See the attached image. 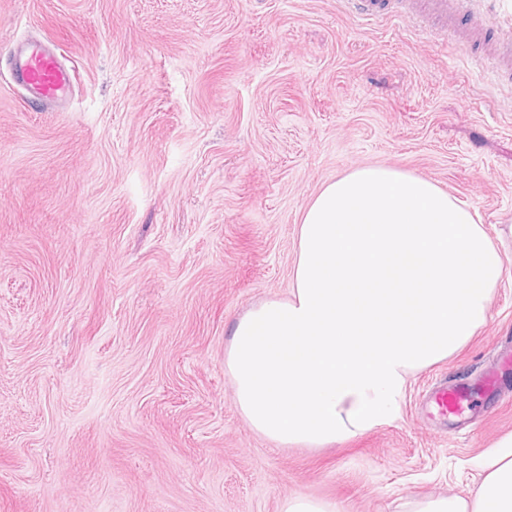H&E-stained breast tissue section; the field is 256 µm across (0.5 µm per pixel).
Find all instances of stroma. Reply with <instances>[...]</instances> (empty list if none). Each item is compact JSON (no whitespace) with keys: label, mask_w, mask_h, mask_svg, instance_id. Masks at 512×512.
<instances>
[{"label":"stroma","mask_w":512,"mask_h":512,"mask_svg":"<svg viewBox=\"0 0 512 512\" xmlns=\"http://www.w3.org/2000/svg\"><path fill=\"white\" fill-rule=\"evenodd\" d=\"M422 44L409 17L342 0H0V512H338L471 498L512 434L499 395L429 420L433 384L512 348V82L470 29ZM74 73L34 110L10 54ZM365 166L467 203L503 253L485 325L415 374L394 420L281 448L235 406L233 323L287 298L302 214ZM355 16L380 20L402 17L407 0H343ZM336 505L317 501L305 496H294L287 499L283 512H335ZM337 512V511H336Z\"/></svg>","instance_id":"stroma-1"}]
</instances>
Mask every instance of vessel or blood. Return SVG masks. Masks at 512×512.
<instances>
[{"label": "vessel or blood", "instance_id": "b4317fda", "mask_svg": "<svg viewBox=\"0 0 512 512\" xmlns=\"http://www.w3.org/2000/svg\"><path fill=\"white\" fill-rule=\"evenodd\" d=\"M349 11L358 17L389 20L402 17L405 0H344ZM466 0H426L422 10L412 19L427 38L434 40L436 32L445 28L449 17L458 16ZM16 82L31 90L36 102L48 104L56 101L71 85V74L58 56L47 46L35 44L21 53L15 63ZM498 385L479 381L474 386H440L429 396L428 402L438 415L447 417L460 414L468 407L472 395L493 394Z\"/></svg>", "mask_w": 512, "mask_h": 512}]
</instances>
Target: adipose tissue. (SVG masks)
<instances>
[{
  "label": "adipose tissue",
  "mask_w": 512,
  "mask_h": 512,
  "mask_svg": "<svg viewBox=\"0 0 512 512\" xmlns=\"http://www.w3.org/2000/svg\"><path fill=\"white\" fill-rule=\"evenodd\" d=\"M485 475L472 499L425 497L414 502L410 512H512V436L483 462Z\"/></svg>",
  "instance_id": "1"
}]
</instances>
